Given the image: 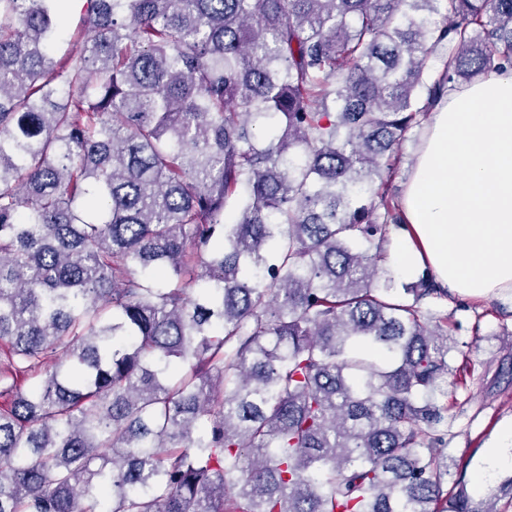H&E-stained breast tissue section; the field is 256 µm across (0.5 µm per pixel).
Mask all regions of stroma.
Listing matches in <instances>:
<instances>
[{
    "mask_svg": "<svg viewBox=\"0 0 512 512\" xmlns=\"http://www.w3.org/2000/svg\"><path fill=\"white\" fill-rule=\"evenodd\" d=\"M447 314L450 339L471 364V375L458 388L448 432V451L457 466L452 481L468 485L474 497L484 488L473 485V472L488 445L512 421V303L449 293L436 300Z\"/></svg>",
    "mask_w": 512,
    "mask_h": 512,
    "instance_id": "1",
    "label": "stroma"
}]
</instances>
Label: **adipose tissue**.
<instances>
[{"label": "adipose tissue", "mask_w": 512, "mask_h": 512, "mask_svg": "<svg viewBox=\"0 0 512 512\" xmlns=\"http://www.w3.org/2000/svg\"><path fill=\"white\" fill-rule=\"evenodd\" d=\"M391 262L466 296L512 297V69L453 89L423 124Z\"/></svg>", "instance_id": "ef3b65f1"}]
</instances>
